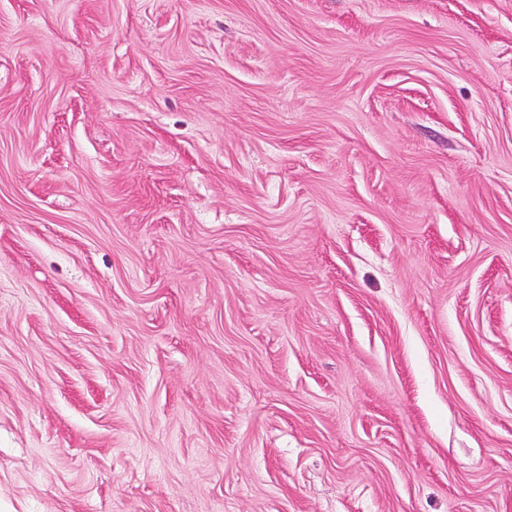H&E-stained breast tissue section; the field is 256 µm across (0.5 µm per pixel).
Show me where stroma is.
<instances>
[{"mask_svg": "<svg viewBox=\"0 0 512 512\" xmlns=\"http://www.w3.org/2000/svg\"><path fill=\"white\" fill-rule=\"evenodd\" d=\"M0 512H512V0H0Z\"/></svg>", "mask_w": 512, "mask_h": 512, "instance_id": "35a3bbf8", "label": "stroma"}]
</instances>
